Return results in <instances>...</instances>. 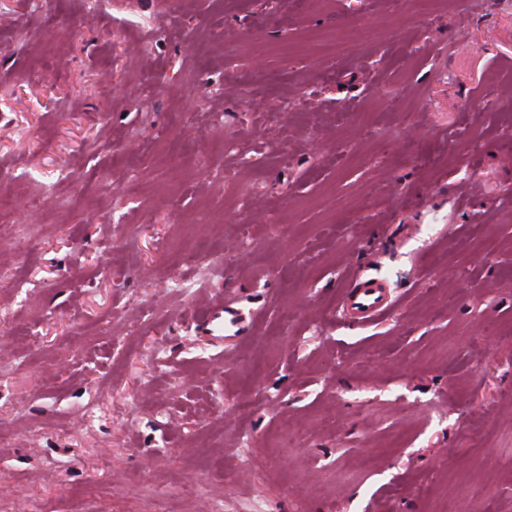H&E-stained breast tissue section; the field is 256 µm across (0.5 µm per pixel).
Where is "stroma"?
Here are the masks:
<instances>
[{
  "label": "stroma",
  "mask_w": 512,
  "mask_h": 512,
  "mask_svg": "<svg viewBox=\"0 0 512 512\" xmlns=\"http://www.w3.org/2000/svg\"><path fill=\"white\" fill-rule=\"evenodd\" d=\"M0 170L5 512H512V0H0ZM356 39V32L351 30L346 31L338 27L327 30L321 33L318 37L322 51L325 53L336 51V55ZM351 287L345 297V307L351 319L360 324H370L380 319L391 308L384 286L373 278L354 273L350 277Z\"/></svg>",
  "instance_id": "35a3bbf8"
}]
</instances>
